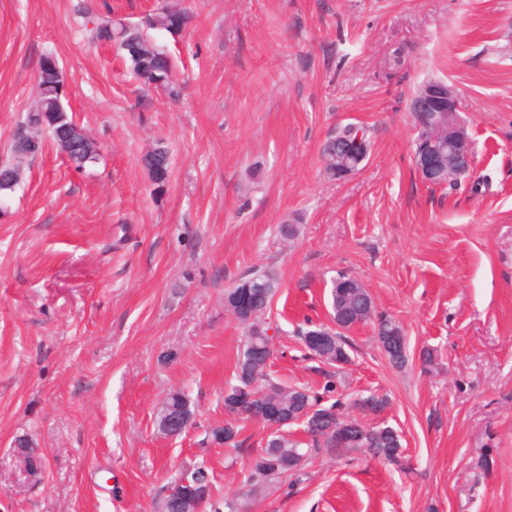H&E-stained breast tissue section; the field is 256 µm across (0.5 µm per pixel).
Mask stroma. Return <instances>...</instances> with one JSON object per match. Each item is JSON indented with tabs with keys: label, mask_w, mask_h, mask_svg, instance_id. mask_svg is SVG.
Segmentation results:
<instances>
[{
	"label": "stroma",
	"mask_w": 512,
	"mask_h": 512,
	"mask_svg": "<svg viewBox=\"0 0 512 512\" xmlns=\"http://www.w3.org/2000/svg\"><path fill=\"white\" fill-rule=\"evenodd\" d=\"M159 2L0 0V160L45 54L100 153L78 170L46 143L0 207V512H160L162 487L199 461L215 501L241 496L262 424L244 422V450L207 433L245 334L224 292L255 268L280 282L265 319L284 385H325L297 329L330 322L337 273L401 326L403 367L359 326L339 380L360 424L397 430L411 470L323 453L252 512H512V0H168L193 15L182 35L150 33L177 98L81 32ZM430 79L455 87L471 141L455 186L425 184L413 161L408 100ZM347 123L370 128L371 152L331 180L322 146ZM160 140L158 191L141 159ZM178 389L195 422L170 439L156 412ZM373 393L384 412L353 407ZM20 436L45 458L38 480Z\"/></svg>",
	"instance_id": "stroma-1"
}]
</instances>
